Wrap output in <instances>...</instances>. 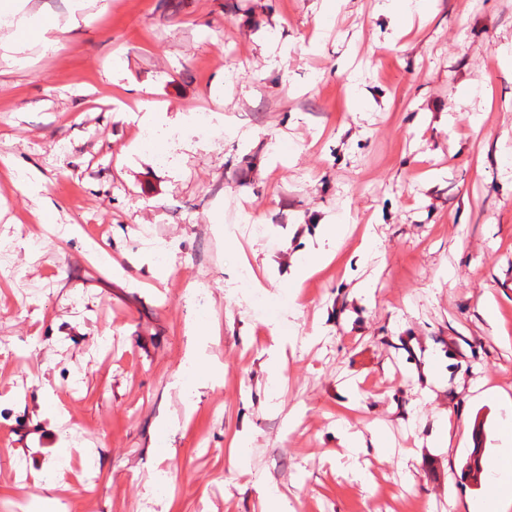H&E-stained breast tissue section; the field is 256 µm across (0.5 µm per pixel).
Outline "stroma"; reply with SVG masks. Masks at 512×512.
Returning a JSON list of instances; mask_svg holds the SVG:
<instances>
[{"instance_id":"35a3bbf8","label":"stroma","mask_w":512,"mask_h":512,"mask_svg":"<svg viewBox=\"0 0 512 512\" xmlns=\"http://www.w3.org/2000/svg\"><path fill=\"white\" fill-rule=\"evenodd\" d=\"M381 2L31 0L54 50L0 27V512H266L268 485L291 512L486 495L467 462L495 458L512 414V0H424L395 42ZM149 110L165 120L131 141ZM340 214L334 259L297 281ZM158 241L161 284L124 261ZM191 322L203 388L180 377Z\"/></svg>"}]
</instances>
